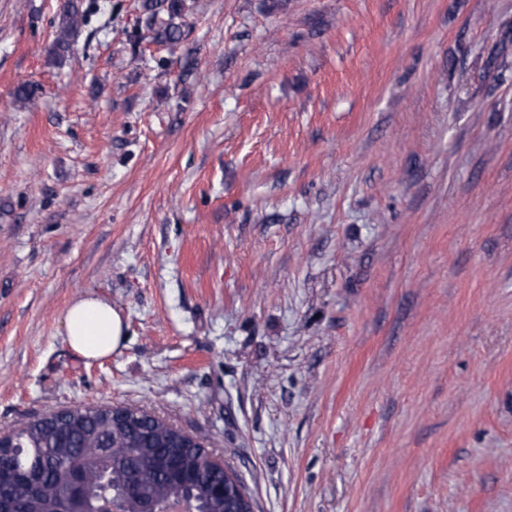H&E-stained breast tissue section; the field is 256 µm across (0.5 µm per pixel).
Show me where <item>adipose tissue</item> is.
Returning <instances> with one entry per match:
<instances>
[{"label": "adipose tissue", "instance_id": "adipose-tissue-1", "mask_svg": "<svg viewBox=\"0 0 512 512\" xmlns=\"http://www.w3.org/2000/svg\"><path fill=\"white\" fill-rule=\"evenodd\" d=\"M65 341L87 360L106 358L124 343L126 323L111 303L98 296L74 299L63 316Z\"/></svg>", "mask_w": 512, "mask_h": 512}]
</instances>
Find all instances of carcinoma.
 <instances>
[{
  "label": "carcinoma",
  "instance_id": "1",
  "mask_svg": "<svg viewBox=\"0 0 512 512\" xmlns=\"http://www.w3.org/2000/svg\"><path fill=\"white\" fill-rule=\"evenodd\" d=\"M95 3L64 0L56 16L54 53L62 59L71 37L88 21ZM145 25L170 53L180 49L177 23L185 0H142ZM19 469L36 467V490L24 496L19 512H59L73 468L86 489L87 505L109 512L107 499L124 512H139L144 501L161 504L173 498L193 500L199 512H253L243 479L228 467L205 460L197 448H174L172 429L148 415L141 422L115 426L107 410L78 406L63 417L47 415L16 431ZM224 485V495L216 493Z\"/></svg>",
  "mask_w": 512,
  "mask_h": 512
}]
</instances>
